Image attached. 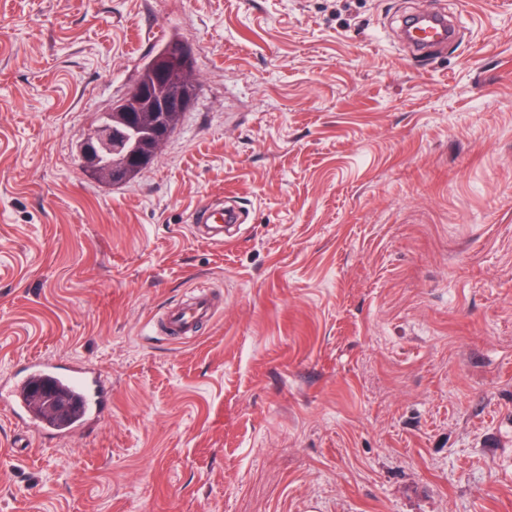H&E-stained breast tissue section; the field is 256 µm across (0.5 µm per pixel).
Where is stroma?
<instances>
[{"mask_svg": "<svg viewBox=\"0 0 512 512\" xmlns=\"http://www.w3.org/2000/svg\"><path fill=\"white\" fill-rule=\"evenodd\" d=\"M422 10L461 39L417 59ZM175 33L180 128L89 180ZM202 285L213 320L156 331ZM33 357L112 412L39 441L0 409V512H512V0H0V381ZM186 43L178 36H172L168 40L164 41L158 50L154 52L146 62L140 67L137 78L133 83H147L153 82L156 76V69L158 60L164 55L166 50L173 44ZM192 97L193 92L188 87L186 91L175 97L169 98L162 104V109L164 111H177L169 118V124L174 133L181 125L185 112L191 107ZM151 112H157V110L149 109L145 111H138V113H127L125 115V121L133 129H136L142 125H152L157 127V136L152 148H150L148 152L141 155H136L134 157V162L142 168L148 167L152 163L158 153L163 149L167 141L172 137V130L169 128L160 127ZM142 168L128 171L126 178L124 168L112 167L111 164L105 170V173L108 180L114 184L122 183L126 179L124 184H122L125 185L135 181V179L138 178L144 171ZM123 112H101L98 119L90 126L100 135L106 137L112 143V155H108L103 160V166L95 172L85 173L98 183L109 185L105 181L104 169L112 161L115 162L123 157L127 152L135 149L141 140V133H133L121 123V114ZM88 131L81 144V153L85 166L89 169H96L102 165V157L107 151V143L104 138ZM111 186V185H109ZM197 227L206 226L213 228H223L225 224H235L239 221V213L234 207L228 205L221 207L219 205L207 204L196 212ZM203 224V225H200Z\"/></svg>", "mask_w": 512, "mask_h": 512, "instance_id": "stroma-1", "label": "stroma"}]
</instances>
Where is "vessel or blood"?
Segmentation results:
<instances>
[{
    "label": "vessel or blood",
    "mask_w": 512,
    "mask_h": 512,
    "mask_svg": "<svg viewBox=\"0 0 512 512\" xmlns=\"http://www.w3.org/2000/svg\"><path fill=\"white\" fill-rule=\"evenodd\" d=\"M423 25L413 40L421 52L447 44L455 38L454 28L440 14L422 13ZM239 214L233 207L208 204L197 212V221L203 226L219 228L234 224ZM215 312L209 294L199 291L194 303L180 305L169 310L165 319L171 333L190 335L194 327L211 320ZM45 382L64 393L74 407L73 414L65 420H53L36 411L29 398L34 383ZM0 406L20 417L36 435L42 438L62 436L81 431L94 418H104L111 409L107 393L99 389L98 373L85 365H60L33 359L14 373L5 388L0 389Z\"/></svg>",
    "instance_id": "vessel-or-blood-1"
}]
</instances>
